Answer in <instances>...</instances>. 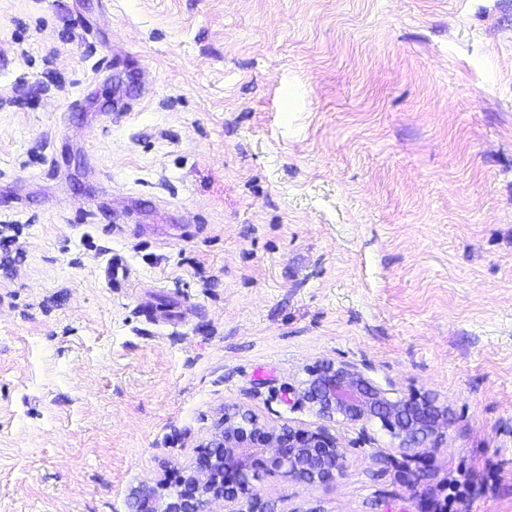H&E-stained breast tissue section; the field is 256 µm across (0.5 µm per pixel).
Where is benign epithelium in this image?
<instances>
[{
	"label": "benign epithelium",
	"instance_id": "obj_1",
	"mask_svg": "<svg viewBox=\"0 0 512 512\" xmlns=\"http://www.w3.org/2000/svg\"><path fill=\"white\" fill-rule=\"evenodd\" d=\"M300 397L320 423L313 428L275 425L242 408L224 410L195 465L179 476L176 494L165 499L155 489L137 496L135 512H211L224 503L236 508L268 475L306 486H326L347 471V454L331 426H365L377 421L395 442V451L414 457L437 448L448 430V411L426 396L407 397L374 385L356 365L323 360L307 368Z\"/></svg>",
	"mask_w": 512,
	"mask_h": 512
}]
</instances>
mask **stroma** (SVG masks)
<instances>
[{"mask_svg":"<svg viewBox=\"0 0 512 512\" xmlns=\"http://www.w3.org/2000/svg\"><path fill=\"white\" fill-rule=\"evenodd\" d=\"M326 359L441 448L339 425L343 479L242 512H512V0H0V512H132L228 407L316 426ZM460 476H463V478L456 479L449 485L453 492L448 494V507L455 504V512L476 511L474 510L476 498L472 497L470 494V491L473 488L471 478L462 474H460Z\"/></svg>","mask_w":512,"mask_h":512,"instance_id":"stroma-1","label":"stroma"}]
</instances>
